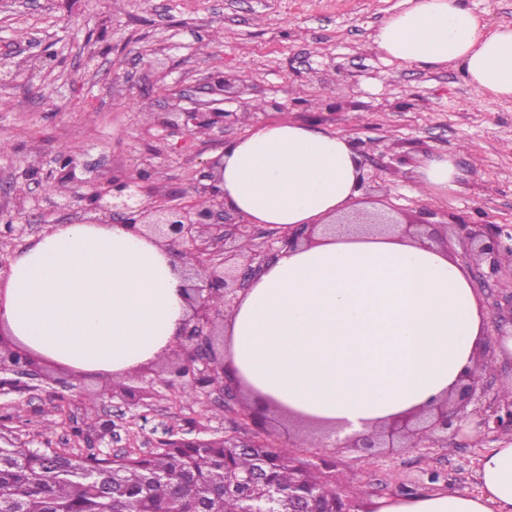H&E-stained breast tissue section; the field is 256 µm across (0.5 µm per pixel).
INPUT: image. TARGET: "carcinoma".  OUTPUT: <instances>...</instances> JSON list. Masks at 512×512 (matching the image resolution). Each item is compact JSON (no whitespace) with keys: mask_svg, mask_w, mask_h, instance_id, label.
<instances>
[{"mask_svg":"<svg viewBox=\"0 0 512 512\" xmlns=\"http://www.w3.org/2000/svg\"><path fill=\"white\" fill-rule=\"evenodd\" d=\"M258 473L288 510L296 480L272 448L169 444L147 455L65 457L53 448L0 445V512H265L271 505L241 483ZM312 498L336 501V479L308 473Z\"/></svg>","mask_w":512,"mask_h":512,"instance_id":"1","label":"carcinoma"}]
</instances>
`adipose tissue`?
Instances as JSON below:
<instances>
[{
	"label": "adipose tissue",
	"instance_id": "ef3b65f1",
	"mask_svg": "<svg viewBox=\"0 0 512 512\" xmlns=\"http://www.w3.org/2000/svg\"><path fill=\"white\" fill-rule=\"evenodd\" d=\"M378 29L380 54L459 65L478 91L512 98V26L465 0H407ZM219 187L249 223L282 231L346 216L358 193L350 136L276 120L221 152ZM0 326L45 360L120 378L167 354L189 315L167 248L124 224H58L9 261ZM486 312L464 264L393 231L320 235L282 249L224 320L225 379L298 426L339 436L422 410L473 369ZM481 490L376 501L374 512H512V443L479 459Z\"/></svg>",
	"mask_w": 512,
	"mask_h": 512
}]
</instances>
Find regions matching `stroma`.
<instances>
[{"instance_id":"obj_1","label":"stroma","mask_w":512,"mask_h":512,"mask_svg":"<svg viewBox=\"0 0 512 512\" xmlns=\"http://www.w3.org/2000/svg\"><path fill=\"white\" fill-rule=\"evenodd\" d=\"M404 7L405 0H79L70 9L65 0H0V55L23 56L37 39L55 57L52 67L0 80V225L21 203L31 217L22 236L0 241V261L45 227L85 215L86 199L58 172L39 168L36 183L19 188L16 176L40 156L70 146L79 177L91 184L151 167L152 200L177 202L224 145L282 117L352 137L361 169L356 211L429 224L455 259L466 244L454 225L511 230L512 99L482 96L454 65L384 60L373 36ZM159 49L169 70L163 78L145 66ZM219 73L244 80V92L227 90L224 108L238 111L248 98L249 117L228 120L220 133L145 137L165 86L190 93ZM442 155L458 172L455 189L421 194L419 168ZM187 358L177 349L115 382L45 368L33 388L0 396V433L28 448L120 455L152 450L167 430L207 438L242 430L241 404L225 399L223 380L201 389L173 376ZM139 387L145 396L130 397ZM106 420L114 438L95 440ZM75 426L91 442L72 437ZM262 427L272 448L326 465L361 510L408 492H478L479 458L493 445L459 436L440 448H336L273 411Z\"/></svg>"}]
</instances>
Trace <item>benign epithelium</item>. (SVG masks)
Wrapping results in <instances>:
<instances>
[{"label":"benign epithelium","instance_id":"benign-epithelium-1","mask_svg":"<svg viewBox=\"0 0 512 512\" xmlns=\"http://www.w3.org/2000/svg\"><path fill=\"white\" fill-rule=\"evenodd\" d=\"M236 77L213 75L203 83L207 100H198L186 108V94L172 89L165 94L163 110L153 113V126L164 132L190 133L202 128L224 130L231 113L219 108L224 102L225 89ZM46 164L66 172L69 180L78 188L85 181L77 176L80 167L74 153H54ZM219 161L207 165L202 179L207 184L193 191L207 196L208 204L200 205L195 200L177 204L149 203L145 200L146 188L141 178H115L107 186L93 189L86 197L90 208L86 211V222L99 223L98 213L109 215L114 223L133 225L138 233L150 235L171 250L179 251L194 270V281L188 285L191 317L184 323L179 341L193 345L194 359L203 365L197 369L186 366L179 375L193 374L197 383L212 381L217 365L209 364L212 348L209 336L217 321L232 307L237 293L250 287L254 276L261 268L278 256L279 250L268 245L267 250L258 251L248 247L249 225L236 221L239 214L224 205V193L217 186ZM27 214L19 208L0 226V238L11 239L22 235L27 228ZM315 225H304L280 239L284 246H297L311 239ZM468 247L465 262L474 267L473 277L483 284L494 282L489 310L498 319L496 331H501V319L507 316L512 321V267L504 266L503 258L512 256V244L502 241L503 228L487 224H458ZM0 370L13 378L0 381V394L28 385L38 379L40 372L30 352L11 347L0 332ZM486 399L482 409L476 411V419L469 421L466 406L473 399ZM474 424L478 433H497L506 427L512 428V392L503 390L491 394V376L487 365L479 363L469 375L468 382L458 387L455 393L443 398L428 409L409 419L394 421L373 429L355 438L336 440L339 448H432L448 443V434H457L468 423ZM226 448H264L266 444L254 434L229 435L224 437Z\"/></svg>","mask_w":512,"mask_h":512}]
</instances>
